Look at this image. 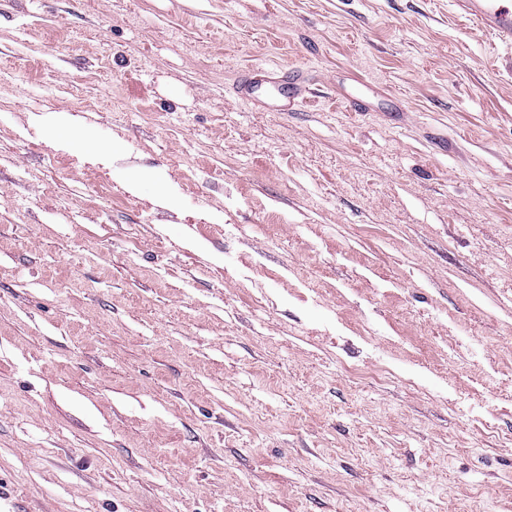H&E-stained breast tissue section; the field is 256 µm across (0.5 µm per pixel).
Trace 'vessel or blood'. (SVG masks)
<instances>
[{
  "label": "vessel or blood",
  "instance_id": "b4317fda",
  "mask_svg": "<svg viewBox=\"0 0 512 512\" xmlns=\"http://www.w3.org/2000/svg\"><path fill=\"white\" fill-rule=\"evenodd\" d=\"M457 9L495 41L512 48V0H455ZM309 76L302 70L256 67L238 74L232 90L238 99L260 106L279 103L283 111H297L304 102Z\"/></svg>",
  "mask_w": 512,
  "mask_h": 512
}]
</instances>
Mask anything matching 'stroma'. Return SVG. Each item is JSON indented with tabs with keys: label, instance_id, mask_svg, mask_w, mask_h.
Segmentation results:
<instances>
[{
	"label": "stroma",
	"instance_id": "stroma-1",
	"mask_svg": "<svg viewBox=\"0 0 512 512\" xmlns=\"http://www.w3.org/2000/svg\"><path fill=\"white\" fill-rule=\"evenodd\" d=\"M0 512H512V54L452 0H0ZM309 84V76L301 69L274 71L256 67L239 73L232 90L235 97L253 105L276 102L282 112H296L306 98ZM269 89L274 90L273 97L267 95ZM51 139L56 149L78 151L85 161L91 163L103 162L108 153V150L100 145L95 131L91 128L84 129L76 137L57 131Z\"/></svg>",
	"mask_w": 512,
	"mask_h": 512
}]
</instances>
